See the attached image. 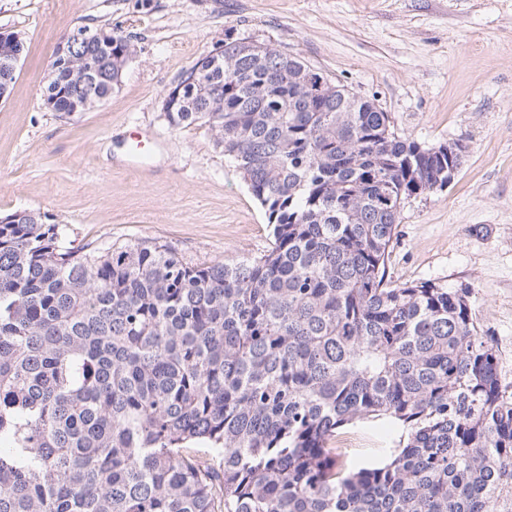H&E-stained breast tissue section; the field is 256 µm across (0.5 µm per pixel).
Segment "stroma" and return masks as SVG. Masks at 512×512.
I'll return each mask as SVG.
<instances>
[{
  "mask_svg": "<svg viewBox=\"0 0 512 512\" xmlns=\"http://www.w3.org/2000/svg\"><path fill=\"white\" fill-rule=\"evenodd\" d=\"M79 26L129 37L118 90L86 112H53L43 91L60 38ZM24 51L0 100V214L29 210L91 249L159 241L193 266L263 255L271 226L207 125L171 126L170 88L225 33L296 55L374 98L398 134L458 142L445 189L405 202L388 275L469 287L472 317L512 385V0H0V31ZM149 141L129 155L130 131ZM398 429L358 422L334 440L367 466Z\"/></svg>",
  "mask_w": 512,
  "mask_h": 512,
  "instance_id": "obj_1",
  "label": "stroma"
}]
</instances>
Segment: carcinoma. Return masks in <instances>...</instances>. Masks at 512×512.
<instances>
[{
  "label": "carcinoma",
  "mask_w": 512,
  "mask_h": 512,
  "mask_svg": "<svg viewBox=\"0 0 512 512\" xmlns=\"http://www.w3.org/2000/svg\"><path fill=\"white\" fill-rule=\"evenodd\" d=\"M22 39L0 50V97ZM122 39L58 57L43 103L84 112L121 83ZM175 127L203 123L268 213L261 257L191 266L157 241L86 250L31 211L0 223V512H512V392L467 288L396 284L404 201L464 147L297 56L225 36ZM402 428L345 472L329 441Z\"/></svg>",
  "instance_id": "carcinoma-1"
}]
</instances>
